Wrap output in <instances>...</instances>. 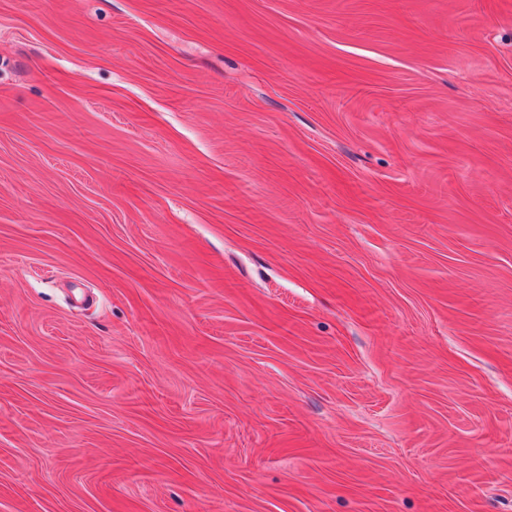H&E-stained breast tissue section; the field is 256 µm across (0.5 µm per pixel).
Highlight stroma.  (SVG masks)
Returning a JSON list of instances; mask_svg holds the SVG:
<instances>
[{"label": "stroma", "instance_id": "obj_1", "mask_svg": "<svg viewBox=\"0 0 512 512\" xmlns=\"http://www.w3.org/2000/svg\"><path fill=\"white\" fill-rule=\"evenodd\" d=\"M0 512H512V0H0Z\"/></svg>", "mask_w": 512, "mask_h": 512}]
</instances>
